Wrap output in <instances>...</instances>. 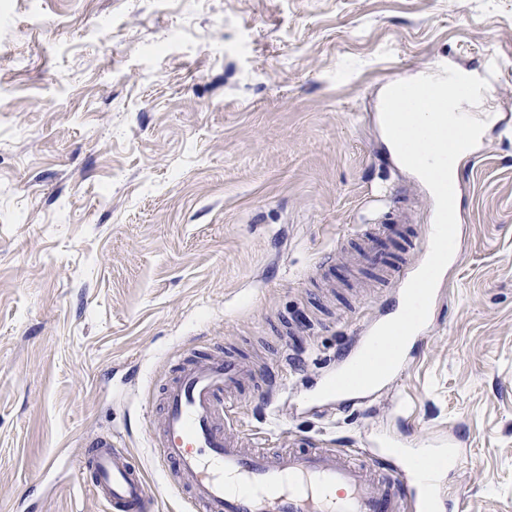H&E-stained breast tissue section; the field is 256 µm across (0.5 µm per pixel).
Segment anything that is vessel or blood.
<instances>
[{
    "instance_id": "obj_1",
    "label": "vessel or blood",
    "mask_w": 512,
    "mask_h": 512,
    "mask_svg": "<svg viewBox=\"0 0 512 512\" xmlns=\"http://www.w3.org/2000/svg\"><path fill=\"white\" fill-rule=\"evenodd\" d=\"M362 252L382 284L405 288L414 264L392 261L377 234H366ZM255 368L225 353L183 363L161 392L163 416L152 445L173 481L191 491L192 512H460L433 486L432 470L415 456L397 466L382 453L363 464L347 448H323L311 439L291 449H254L239 431L230 395L255 384ZM75 466L92 475L94 495L112 512H151L155 497L111 436L88 439Z\"/></svg>"
}]
</instances>
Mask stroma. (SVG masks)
I'll list each match as a JSON object with an SVG mask.
<instances>
[{"label":"stroma","mask_w":512,"mask_h":512,"mask_svg":"<svg viewBox=\"0 0 512 512\" xmlns=\"http://www.w3.org/2000/svg\"><path fill=\"white\" fill-rule=\"evenodd\" d=\"M497 69L458 161L459 262L406 369L367 401L271 415L288 436L405 448L458 436L444 490L512 512V0H0V512H111L73 461L115 435L154 512H189L151 446L192 353L234 351L273 397L315 391L392 299L358 233L418 261L435 199L387 146L382 94L425 66Z\"/></svg>","instance_id":"1"}]
</instances>
